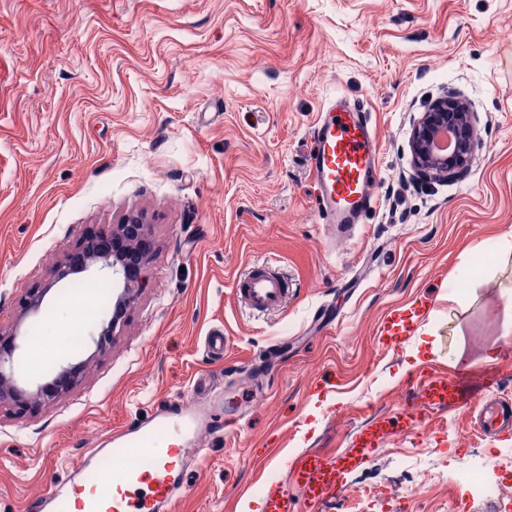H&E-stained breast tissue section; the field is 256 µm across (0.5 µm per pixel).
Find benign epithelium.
Here are the masks:
<instances>
[{"label": "benign epithelium", "instance_id": "obj_1", "mask_svg": "<svg viewBox=\"0 0 512 512\" xmlns=\"http://www.w3.org/2000/svg\"><path fill=\"white\" fill-rule=\"evenodd\" d=\"M475 113L456 96L443 95L432 108L415 119L410 137L414 166L423 174H436L445 179L465 171L474 151ZM151 232V225L138 211L126 213L104 235L112 237V249L105 250L90 239L76 254L57 265L51 285L82 274L93 266L108 268L122 285L113 305L111 318L102 324L96 339L94 354H104L112 347L114 336L120 330L121 316L136 303L142 289L140 266L143 261L141 243ZM49 288L32 289L25 297L21 318L38 313ZM20 335V324L0 330V403L39 405L50 402L68 392L78 381L84 363L60 368L48 384H39L30 390L18 384L13 373L6 370L12 362L15 349L11 338Z\"/></svg>", "mask_w": 512, "mask_h": 512}]
</instances>
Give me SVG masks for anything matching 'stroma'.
I'll return each instance as SVG.
<instances>
[{
    "instance_id": "35a3bbf8",
    "label": "stroma",
    "mask_w": 512,
    "mask_h": 512,
    "mask_svg": "<svg viewBox=\"0 0 512 512\" xmlns=\"http://www.w3.org/2000/svg\"><path fill=\"white\" fill-rule=\"evenodd\" d=\"M447 91L478 115L475 150L463 178L420 185L412 122ZM339 96L371 114L379 204L332 230L306 159L314 119ZM132 210L152 230L144 287L98 355L111 272L81 276L104 297L76 347L69 285L53 271ZM510 229L512 0H0V327L22 325V385L85 365L55 401L0 403V512H26L53 483L71 489L86 448L145 411L218 391L240 419L225 429L214 409L197 435L209 458L188 468L177 512H261L287 458L344 447L431 369L462 374L470 408L395 437L323 512H491L463 480L471 465L512 512V465L494 454L512 436L468 431L487 401L512 400V256L496 248ZM257 260L286 278L282 309L240 304L235 283ZM42 287L39 314L21 318ZM423 296L418 331L380 351L382 317ZM217 330L231 339L221 356L206 347ZM490 369L499 383L486 389ZM329 374L342 388L323 401L309 387ZM200 376L207 391L193 389Z\"/></svg>"
}]
</instances>
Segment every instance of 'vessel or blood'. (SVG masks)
Masks as SVG:
<instances>
[{"label": "vessel or blood", "instance_id": "1", "mask_svg": "<svg viewBox=\"0 0 512 512\" xmlns=\"http://www.w3.org/2000/svg\"><path fill=\"white\" fill-rule=\"evenodd\" d=\"M310 140L308 168L321 223H359L378 203V142L369 112L337 98L318 113ZM236 293L252 310L266 312L282 307L288 290L262 263L237 282ZM417 322V314L405 310L388 313L382 321L381 349L402 343ZM416 388V406L372 416L341 451L309 449L287 460L284 480L272 482L264 493V512H322L329 499L346 491L349 474L364 468L392 437L416 433L432 411H455L468 404L457 377H423ZM211 412L208 405L179 403L114 431L92 452L113 463L110 483L86 484L67 497L47 494L31 503V512H172L187 466L206 460L204 450L192 447L189 437L210 423ZM474 428L485 436L512 431V404L481 412Z\"/></svg>", "mask_w": 512, "mask_h": 512}]
</instances>
